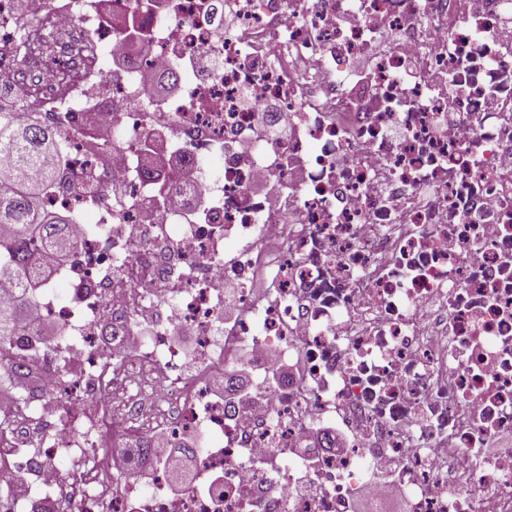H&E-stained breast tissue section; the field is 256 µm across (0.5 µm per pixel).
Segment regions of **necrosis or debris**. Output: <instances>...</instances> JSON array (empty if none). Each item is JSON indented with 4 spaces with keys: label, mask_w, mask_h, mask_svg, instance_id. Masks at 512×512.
<instances>
[{
    "label": "necrosis or debris",
    "mask_w": 512,
    "mask_h": 512,
    "mask_svg": "<svg viewBox=\"0 0 512 512\" xmlns=\"http://www.w3.org/2000/svg\"><path fill=\"white\" fill-rule=\"evenodd\" d=\"M132 20L150 40L116 81L100 60L128 53ZM75 23L80 47L20 66V35ZM505 28L512 0H156L133 17L0 0V110L58 134L67 187L47 206L74 245L37 301L61 326L26 353L37 385L0 367V512H354L386 491L411 512H512ZM176 62L163 107L134 100ZM160 153L185 174L139 180ZM263 355L300 372L240 390ZM58 455L68 474L48 471Z\"/></svg>",
    "instance_id": "obj_1"
}]
</instances>
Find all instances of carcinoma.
<instances>
[{"instance_id":"obj_1","label":"carcinoma","mask_w":512,"mask_h":512,"mask_svg":"<svg viewBox=\"0 0 512 512\" xmlns=\"http://www.w3.org/2000/svg\"><path fill=\"white\" fill-rule=\"evenodd\" d=\"M10 166L0 169V280L37 261V247L53 246L64 236L70 214L48 210L44 199L57 186V162L62 155L58 136L36 116L13 120L0 114V154ZM41 282L16 284L17 300L0 307V362L24 364L17 351L21 328L31 326Z\"/></svg>"}]
</instances>
